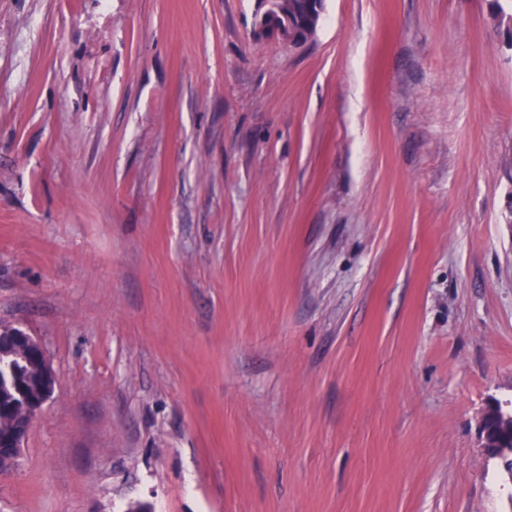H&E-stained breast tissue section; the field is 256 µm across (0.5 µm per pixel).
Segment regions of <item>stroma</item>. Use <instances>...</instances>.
<instances>
[{"label": "stroma", "instance_id": "obj_1", "mask_svg": "<svg viewBox=\"0 0 512 512\" xmlns=\"http://www.w3.org/2000/svg\"><path fill=\"white\" fill-rule=\"evenodd\" d=\"M0 0V324L57 386L0 512H512L495 0ZM282 13L275 14L279 26L295 30V34L301 39L303 44L312 41L317 34L320 25L324 0H281ZM319 5L321 12L315 9Z\"/></svg>", "mask_w": 512, "mask_h": 512}]
</instances>
